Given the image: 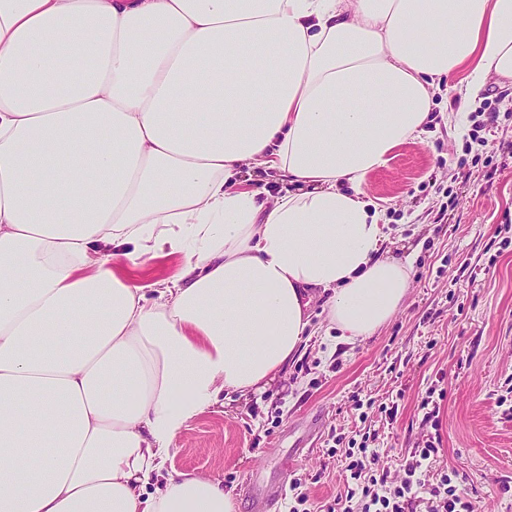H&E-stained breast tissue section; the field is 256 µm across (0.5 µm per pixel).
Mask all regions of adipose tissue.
Wrapping results in <instances>:
<instances>
[{
  "instance_id": "ef3b65f1",
  "label": "adipose tissue",
  "mask_w": 512,
  "mask_h": 512,
  "mask_svg": "<svg viewBox=\"0 0 512 512\" xmlns=\"http://www.w3.org/2000/svg\"><path fill=\"white\" fill-rule=\"evenodd\" d=\"M463 68L512 80V0H0V512H236L177 437L314 298L344 343L398 310L363 185ZM240 180L243 187L264 190L273 196L277 195L278 189L283 187L282 183L267 177L262 171L255 168H244Z\"/></svg>"
}]
</instances>
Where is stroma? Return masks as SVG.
<instances>
[{
    "instance_id": "obj_1",
    "label": "stroma",
    "mask_w": 512,
    "mask_h": 512,
    "mask_svg": "<svg viewBox=\"0 0 512 512\" xmlns=\"http://www.w3.org/2000/svg\"><path fill=\"white\" fill-rule=\"evenodd\" d=\"M463 78L443 79L435 96L436 111L462 121V132L429 126L364 185L383 202L386 223L407 227L391 247L412 259L397 312L331 353L337 330L313 301L315 334L287 372L262 395L204 412L178 436L169 467L222 482L237 512H256L254 498L270 490V512H290L294 478L310 512H326L346 492V451L373 430L390 483L437 434L440 453L422 482L454 468L464 475L456 492L476 512H512V82L490 77L464 119L453 104ZM434 384L444 391L435 426L420 408ZM392 404L389 423L381 409Z\"/></svg>"
}]
</instances>
